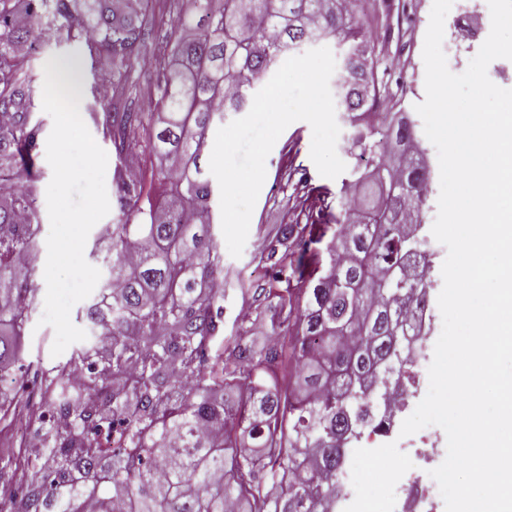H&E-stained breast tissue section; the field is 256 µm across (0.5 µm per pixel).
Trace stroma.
Here are the masks:
<instances>
[{"label":"stroma","instance_id":"1","mask_svg":"<svg viewBox=\"0 0 512 512\" xmlns=\"http://www.w3.org/2000/svg\"><path fill=\"white\" fill-rule=\"evenodd\" d=\"M170 13L157 11L156 20L146 37L143 60L136 62L132 71L133 86L126 93V107L132 112L145 111L149 101L159 96L163 72L156 65V58L169 52L172 44ZM394 48L386 42L377 44V61L385 72L384 78L392 96L400 97L403 111L413 112L416 104L425 99V67L421 53H414L400 69L389 66V57ZM312 130L304 121L292 123L281 134L266 158V178L255 204L248 237L240 257L226 253V242L221 226H214V239L219 251L224 252V323L232 325L240 309H249L252 318L248 324L249 334L256 339H265L271 330L269 314L259 311L254 297L241 293L240 278L250 279L254 287L265 284L266 269L263 262L273 245V238L283 224H331L339 210L338 203L322 207L310 201L312 189L336 195L341 181L319 174L310 157ZM426 161L431 179V193L422 213L421 234L427 238L433 253L429 273V298L437 300L443 287L441 267L447 256L446 247L433 239L431 228L437 215L440 192L439 164L436 152H429ZM55 332L51 326L29 323L22 343L23 362L0 372V390L7 394L25 395L28 385L33 384L32 363L49 367L55 365L51 354Z\"/></svg>","mask_w":512,"mask_h":512}]
</instances>
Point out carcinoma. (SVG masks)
<instances>
[{"label": "carcinoma", "instance_id": "obj_1", "mask_svg": "<svg viewBox=\"0 0 512 512\" xmlns=\"http://www.w3.org/2000/svg\"><path fill=\"white\" fill-rule=\"evenodd\" d=\"M0 0V369L22 360L36 311L42 122L24 69L37 33L52 28L90 62L94 105L120 160L117 215L92 255L107 277L85 308L90 336L69 359L37 372L61 425L39 450L0 448V488L25 485L7 512H336V474L356 417L400 371L401 313L423 287L408 259L423 251L428 177L416 125L379 112L386 100L366 0H168L178 23L160 96L149 114L123 100L154 0ZM345 48L336 78L355 166L338 191L334 224H283L266 288L275 344L224 334V259L213 240L214 189L202 159L209 130L245 112L270 71L311 37ZM29 45L27 55L20 48ZM111 74L103 82L102 74ZM155 156L150 179L126 175L128 156ZM88 370L83 392L66 380ZM24 400L0 392V422ZM112 426V447L100 446ZM251 446L238 445L237 434Z\"/></svg>", "mask_w": 512, "mask_h": 512}]
</instances>
